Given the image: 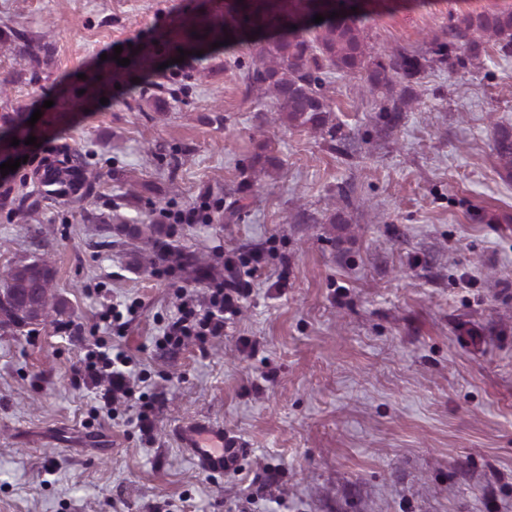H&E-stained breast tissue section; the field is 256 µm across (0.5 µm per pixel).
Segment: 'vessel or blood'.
Wrapping results in <instances>:
<instances>
[{
    "instance_id": "b4317fda",
    "label": "vessel or blood",
    "mask_w": 512,
    "mask_h": 512,
    "mask_svg": "<svg viewBox=\"0 0 512 512\" xmlns=\"http://www.w3.org/2000/svg\"><path fill=\"white\" fill-rule=\"evenodd\" d=\"M178 436L181 447L207 473L220 474L233 469L240 456L237 445L225 443L223 427L211 423L185 424L179 428Z\"/></svg>"
}]
</instances>
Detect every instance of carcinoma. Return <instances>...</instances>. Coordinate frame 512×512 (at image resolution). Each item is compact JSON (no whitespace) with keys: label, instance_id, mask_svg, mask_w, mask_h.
<instances>
[{"label":"carcinoma","instance_id":"1","mask_svg":"<svg viewBox=\"0 0 512 512\" xmlns=\"http://www.w3.org/2000/svg\"><path fill=\"white\" fill-rule=\"evenodd\" d=\"M338 0L335 16L304 28L289 24L291 14H309L313 0H285L283 12H253L238 2L224 9L221 19L202 31L199 42L188 49L211 45L217 41L233 45L243 33L254 35L252 63L243 78L250 89L263 91L270 100L271 111L278 119L295 127L325 132L336 137L330 125L331 107L322 92L326 74L331 71L353 73L373 65V87L390 84L389 71L412 77L419 72L417 57L399 55L386 64L371 59L358 19ZM495 39L505 50L512 49V9L467 14L448 32L432 41V52L446 59L447 51L459 44L477 57L479 39ZM496 150L505 166H512V134L502 132L495 140ZM54 184L91 185L82 176L81 166L72 165L57 172ZM118 230L146 244L159 232L156 224H124ZM53 269L44 256L22 260L0 277V330L17 331L24 327L48 328L68 314L67 300L53 292Z\"/></svg>","mask_w":512,"mask_h":512}]
</instances>
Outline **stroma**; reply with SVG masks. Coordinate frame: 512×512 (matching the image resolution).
<instances>
[{
	"label": "stroma",
	"instance_id": "stroma-1",
	"mask_svg": "<svg viewBox=\"0 0 512 512\" xmlns=\"http://www.w3.org/2000/svg\"><path fill=\"white\" fill-rule=\"evenodd\" d=\"M504 7L377 0L373 55L426 62L388 90L365 68L328 74L336 145L247 90L250 38L172 48L224 0H0V129L41 111L46 145L0 194V275L48 254L69 305L64 329L0 331V512H512V172L495 149L512 53L484 41L475 68L430 52L462 14ZM44 159L81 161L93 191L45 194ZM204 200L208 223L164 224ZM117 214L161 225L178 286L109 229ZM234 251L259 258L235 323L163 349ZM131 301L106 329L102 310ZM99 344L131 359L135 396L109 416L104 384L71 381ZM194 420L238 442L237 471L195 467L175 437Z\"/></svg>",
	"mask_w": 512,
	"mask_h": 512
}]
</instances>
